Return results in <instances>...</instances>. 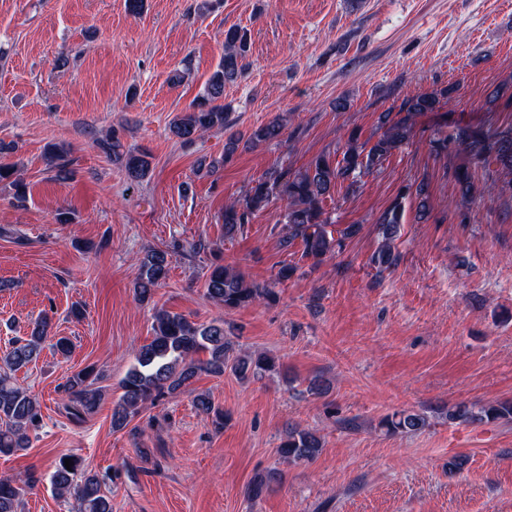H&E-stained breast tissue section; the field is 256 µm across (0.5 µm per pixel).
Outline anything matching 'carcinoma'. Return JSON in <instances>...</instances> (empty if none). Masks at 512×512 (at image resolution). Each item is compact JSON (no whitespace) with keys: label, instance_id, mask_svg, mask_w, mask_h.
Returning <instances> with one entry per match:
<instances>
[{"label":"carcinoma","instance_id":"carcinoma-1","mask_svg":"<svg viewBox=\"0 0 512 512\" xmlns=\"http://www.w3.org/2000/svg\"><path fill=\"white\" fill-rule=\"evenodd\" d=\"M250 50L249 31L239 25L224 30V53L217 68L207 79L203 92L170 124L169 131L181 142L192 143L212 129L230 128L231 106L223 103L224 88L237 82L244 74V60ZM423 93L406 99L400 111L383 112L378 118L381 133L373 141L360 140L352 132L345 143L342 158L336 162L327 155H319L303 170L272 169L252 182L241 200L224 205V237L232 238L244 231L255 213L264 210L278 199L283 203L282 223L286 234L281 246L286 248L298 241L302 256L321 262L340 251L343 241L354 236L359 226L350 224L332 234L328 232L325 201L336 188L347 184L356 186L358 177L379 166L383 160L408 144L413 138V117L417 112H435L441 108V99L449 95ZM283 119L276 117L254 129L244 138L236 132L224 143V157L232 156L240 143L254 147L273 141L282 135ZM465 152L468 163L457 167L454 178L463 197L462 204L473 201V171L492 164L512 172V127L501 131H485L477 127H458L450 136L431 141L438 153L448 152L449 146ZM103 152L123 167L127 178L140 182L150 173L148 154L136 150H121L116 133L99 140ZM13 152L10 145L0 142V182L8 181L15 190V199H26V184L19 177L15 163L7 161ZM71 149L66 145L47 147L45 159L49 169L59 180L72 175ZM411 187H403L392 205L377 219L381 242L372 256V262L381 271L397 263L394 241L403 223L404 199ZM171 267V254L165 250L148 252L139 265L136 296L149 303L165 280ZM206 295L226 310L247 307L274 298L273 288L259 285L246 278L239 270L224 265L213 266L206 284ZM51 320L47 317L36 323L28 336H17L4 358L0 359V456H10L30 446L29 432L42 421L41 406L27 389L17 384L15 375L39 357L43 344L51 340L57 352H70V341L65 336L51 334ZM151 340L139 346L133 355V364L122 380L123 393L112 407V429L126 428L139 414L141 407L177 393L198 373L221 377L229 370L239 379L261 378L276 370V363L265 355L234 356L227 340L224 322L197 323L185 315L162 307L153 313ZM207 354L203 360L195 359L199 353ZM98 374L85 368L70 376L63 386L69 404L66 410L74 418L94 410L101 402L103 389L95 386ZM196 409L214 416L216 428L224 427V412L215 407L211 399L201 393L195 399ZM448 419L461 423L512 422V403H489L479 407L460 405L448 412ZM428 416L420 411L402 410L384 417L381 426L390 434H416L428 427ZM322 451L321 438L313 431L291 425L283 435L278 452L288 462L310 461ZM71 460V468L65 460ZM51 482L56 495H70L77 503L76 512H112L106 477L87 469L82 457L64 454L55 460ZM33 476L0 478V512H17L23 496L35 486Z\"/></svg>","mask_w":512,"mask_h":512}]
</instances>
